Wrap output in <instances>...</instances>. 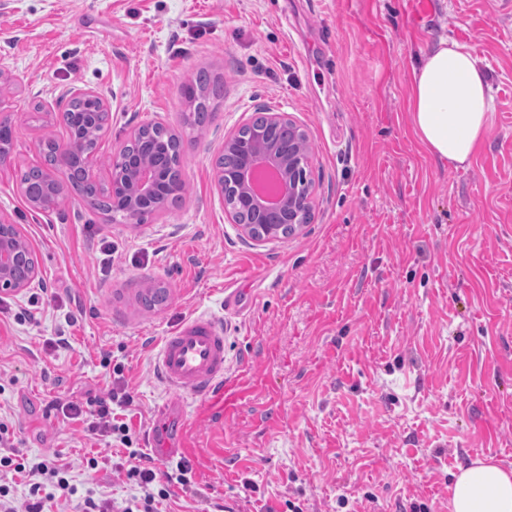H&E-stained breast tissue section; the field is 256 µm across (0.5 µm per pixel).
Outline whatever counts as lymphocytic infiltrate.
Here are the masks:
<instances>
[{"label": "lymphocytic infiltrate", "instance_id": "1", "mask_svg": "<svg viewBox=\"0 0 512 512\" xmlns=\"http://www.w3.org/2000/svg\"><path fill=\"white\" fill-rule=\"evenodd\" d=\"M132 397L124 387L116 386L104 397H93L83 403L62 406L65 418L81 422L85 432L105 445L120 443L128 453L121 468L128 480L134 481L140 494L132 502L118 503L79 494L67 478L68 466L60 457H45L28 463L17 450L21 437L0 421V512H158L160 502L171 496L172 484L189 487L192 471L188 462L177 463L174 470L147 465V456L134 448L135 432L130 425L118 420L116 411L130 405ZM19 474L29 489L24 499H16L8 482Z\"/></svg>", "mask_w": 512, "mask_h": 512}]
</instances>
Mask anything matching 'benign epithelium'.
I'll use <instances>...</instances> for the list:
<instances>
[{
    "label": "benign epithelium",
    "mask_w": 512,
    "mask_h": 512,
    "mask_svg": "<svg viewBox=\"0 0 512 512\" xmlns=\"http://www.w3.org/2000/svg\"><path fill=\"white\" fill-rule=\"evenodd\" d=\"M71 98L91 99L98 104V111L89 115V131L101 135L99 117L109 116L108 102L97 92L84 88L74 90ZM72 117L67 111L58 113L68 131V140L59 147L55 171L49 174V180L59 184L75 178L69 156L79 152L81 140L74 134ZM222 151L237 159L231 173L217 167L214 180L230 223L257 242L280 238L279 230L285 227L298 232L311 216L316 197L307 132L289 113L269 110L265 112L263 127L254 135L245 137L238 129L225 136ZM264 167L277 169L281 176L280 199L275 204L263 200L250 185L252 176ZM83 168L88 179L105 187L112 196L125 199L129 221L136 220V212L141 208L160 212L165 207L158 191L163 177L159 168L131 158L123 145L113 151L106 168L100 166L97 150L86 152ZM38 285V265L32 250L22 243L14 224L0 214V292H21Z\"/></svg>",
    "instance_id": "benign-epithelium-1"
}]
</instances>
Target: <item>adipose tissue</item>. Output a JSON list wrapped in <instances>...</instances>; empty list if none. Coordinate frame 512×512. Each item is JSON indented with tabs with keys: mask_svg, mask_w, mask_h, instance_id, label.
<instances>
[{
	"mask_svg": "<svg viewBox=\"0 0 512 512\" xmlns=\"http://www.w3.org/2000/svg\"><path fill=\"white\" fill-rule=\"evenodd\" d=\"M411 122L426 150L453 167L468 166L484 140L490 85L472 50L441 38L412 68ZM451 512H512V469L476 459L455 476Z\"/></svg>",
	"mask_w": 512,
	"mask_h": 512,
	"instance_id": "1",
	"label": "adipose tissue"
}]
</instances>
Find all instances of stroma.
I'll return each mask as SVG.
<instances>
[{
    "label": "stroma",
    "mask_w": 512,
    "mask_h": 512,
    "mask_svg": "<svg viewBox=\"0 0 512 512\" xmlns=\"http://www.w3.org/2000/svg\"><path fill=\"white\" fill-rule=\"evenodd\" d=\"M443 36L474 51L493 97L458 169L410 124L411 66ZM202 69L224 93L196 133L185 90ZM72 87L112 105L101 161L134 127L181 131L186 190L162 214L112 221L69 189L37 212L18 192L39 141L66 142L50 115ZM266 108L307 131L316 202L297 234L256 242L227 220L213 161ZM0 110V214L46 288L23 324L26 293L0 294V419L29 460L59 453L79 491L137 496L111 468L125 448L46 415L106 395L110 356L156 463L177 464L160 433L183 415L192 489L162 512H450L460 467H512V0H0ZM154 286L167 298L148 309ZM201 314L225 338L224 394L206 400L154 369L162 337Z\"/></svg>",
    "instance_id": "1"
}]
</instances>
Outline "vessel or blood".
Wrapping results in <instances>:
<instances>
[{"label": "vessel or blood", "mask_w": 512, "mask_h": 512, "mask_svg": "<svg viewBox=\"0 0 512 512\" xmlns=\"http://www.w3.org/2000/svg\"><path fill=\"white\" fill-rule=\"evenodd\" d=\"M224 332L212 318L199 316L164 336L159 375L173 388L207 397L224 390Z\"/></svg>", "instance_id": "b4317fda"}]
</instances>
